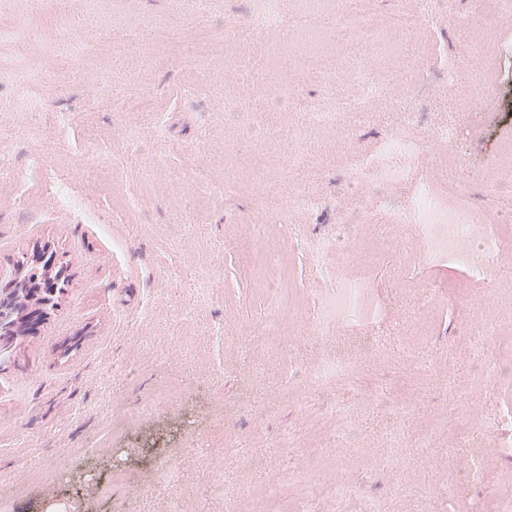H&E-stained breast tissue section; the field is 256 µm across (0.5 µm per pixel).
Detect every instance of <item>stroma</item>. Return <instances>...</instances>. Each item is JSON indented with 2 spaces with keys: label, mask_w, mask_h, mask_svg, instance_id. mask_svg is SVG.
I'll list each match as a JSON object with an SVG mask.
<instances>
[{
  "label": "stroma",
  "mask_w": 512,
  "mask_h": 512,
  "mask_svg": "<svg viewBox=\"0 0 512 512\" xmlns=\"http://www.w3.org/2000/svg\"><path fill=\"white\" fill-rule=\"evenodd\" d=\"M98 3L102 24L83 58L56 65L33 47L50 32L54 0L38 8L16 0L0 12V27L27 17L29 41L0 48V63L38 72L30 92L44 106L32 124L8 111L13 93L0 88V139L14 149L11 172L0 176V278L38 251L54 254L66 278L40 329L0 361V500L10 512H46L61 499L77 512H168L172 480L188 505L225 512L223 499L206 496L218 475L237 488V512H263L261 494L276 479L294 502L308 484L354 487L322 512H420L426 488L431 512H501L493 488L512 473V459L494 453L495 420L512 405V388L487 390L463 337L498 319L512 248L489 272L442 260L403 281L394 266L422 247L412 218L423 179L484 230L512 225V190L487 185L492 171L512 172L503 149L512 143V55L496 52L512 41V14L495 0H452L427 18L420 0L403 14L398 0H378L389 48L363 63L405 98L324 129L307 114L351 106L368 91L350 77L352 36L338 22L345 0L311 13L283 0L278 26L246 46L228 43L224 29L249 23L251 0H214L212 21L187 0ZM460 16L493 28L461 41ZM322 54L337 65L334 81L308 76ZM471 57L476 68L449 82L453 61ZM281 87L290 102L269 114L286 132L276 146L225 124L227 107L244 103L262 115L267 94ZM139 95L148 108L127 111ZM404 114L429 151L410 165L385 157L406 167L404 183H360L358 156L373 154ZM201 165L209 184L193 181ZM45 173L71 183L91 220L55 206ZM296 194L312 209H289ZM342 208L391 232L390 252L377 254L369 232L346 241ZM396 212L404 223H393ZM328 236L339 248L317 257L316 242ZM343 281L372 284L369 306L324 321V303ZM274 288L298 294L282 303L280 334L269 340L257 321ZM428 310L429 336L413 338L409 328ZM321 326L343 341L377 338L353 366L361 389L346 412L360 434L353 448L324 446L317 429L340 424L294 373L323 358L327 346L314 338ZM389 404L405 411L398 447L387 436ZM425 430L433 441L423 453ZM287 436L290 453L280 447ZM466 464L470 478L441 492Z\"/></svg>",
  "instance_id": "1"
}]
</instances>
